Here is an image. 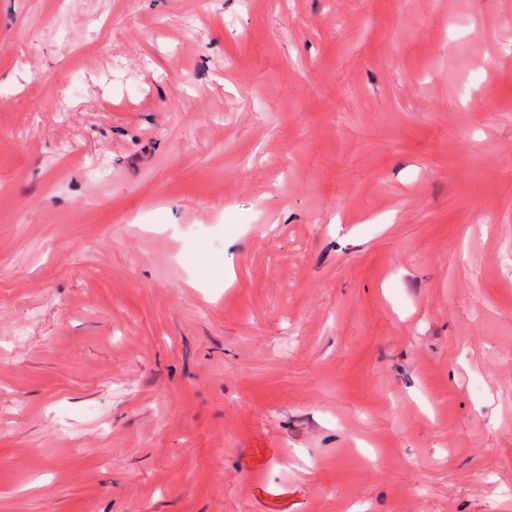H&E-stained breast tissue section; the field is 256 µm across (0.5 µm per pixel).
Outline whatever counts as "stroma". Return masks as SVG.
Returning a JSON list of instances; mask_svg holds the SVG:
<instances>
[{"label": "stroma", "instance_id": "stroma-1", "mask_svg": "<svg viewBox=\"0 0 512 512\" xmlns=\"http://www.w3.org/2000/svg\"><path fill=\"white\" fill-rule=\"evenodd\" d=\"M0 512H512V0H0Z\"/></svg>", "mask_w": 512, "mask_h": 512}]
</instances>
